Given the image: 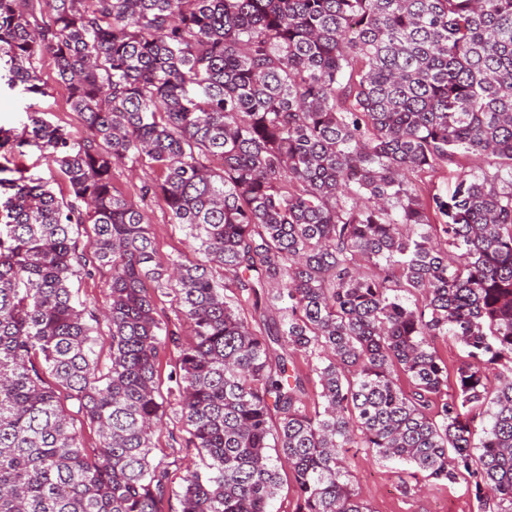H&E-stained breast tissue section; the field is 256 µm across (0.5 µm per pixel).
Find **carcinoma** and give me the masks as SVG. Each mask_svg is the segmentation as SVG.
Returning a JSON list of instances; mask_svg holds the SVG:
<instances>
[{"label": "carcinoma", "instance_id": "1", "mask_svg": "<svg viewBox=\"0 0 512 512\" xmlns=\"http://www.w3.org/2000/svg\"><path fill=\"white\" fill-rule=\"evenodd\" d=\"M44 56L87 134L0 127L68 188L0 163V512H270L284 464L294 512H369L349 448L512 512V0H0V79L48 95ZM460 151L501 170L429 190ZM155 203L192 255L159 256ZM101 268L98 315L71 280ZM171 413L204 464L178 491ZM435 346L441 357L448 361V393H452L455 389L456 369L464 356L462 346L451 335L438 339ZM173 424L169 423L167 428H164L162 431L157 432L154 437L155 448L152 449V457L157 461L159 459L166 458L168 461L173 460V456L177 457L180 461H178L177 466H172V477H173V488L176 490H180L181 478L184 474V468L187 465L194 466L201 463V457L199 456L197 450L192 447L186 448L185 443H183V448H174V452L172 448H169L168 445V433L167 429H172Z\"/></svg>", "mask_w": 512, "mask_h": 512}]
</instances>
